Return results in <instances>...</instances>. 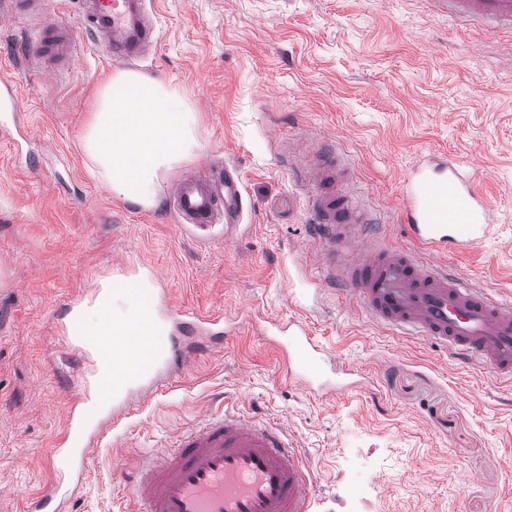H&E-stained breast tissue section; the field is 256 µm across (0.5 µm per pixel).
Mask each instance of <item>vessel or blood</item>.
<instances>
[{"label":"vessel or blood","mask_w":512,"mask_h":512,"mask_svg":"<svg viewBox=\"0 0 512 512\" xmlns=\"http://www.w3.org/2000/svg\"><path fill=\"white\" fill-rule=\"evenodd\" d=\"M449 16L488 28L512 29V0H435ZM92 38L112 60L134 64L156 44L147 0H82L76 22L47 21L35 41L43 66L68 63L79 34ZM21 92L0 77V112L20 108ZM204 168L199 183L177 182L170 190L171 213L184 228L237 224L245 186L236 165L219 182ZM350 170L341 157L325 153L306 162L314 186L309 209L316 235L329 245L325 285H345L381 323L440 343L471 363L512 381V301L498 299L418 260L421 252L454 253L493 233L490 206L476 176L456 161L427 156L403 182L402 222L411 248H356L351 227L371 216L348 196ZM129 299L133 315L117 318L113 296ZM97 308L100 321L86 324ZM55 372L73 394L63 431L45 458L59 479L34 498L28 512H67L94 449L106 446L117 427L153 392L172 384L180 370L210 355L235 326L223 312L196 313L165 303L153 270L114 271L89 294L63 303L56 321ZM273 343L288 359V375L307 388L332 394L347 385L327 379L324 351L299 321L277 323ZM127 475L140 512H311L314 475L284 431L232 413L209 415L198 428L179 433L172 452L148 465L116 462Z\"/></svg>","instance_id":"1"}]
</instances>
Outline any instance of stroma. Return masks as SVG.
I'll return each instance as SVG.
<instances>
[{
  "label": "stroma",
  "instance_id": "1",
  "mask_svg": "<svg viewBox=\"0 0 512 512\" xmlns=\"http://www.w3.org/2000/svg\"><path fill=\"white\" fill-rule=\"evenodd\" d=\"M158 44L134 72L176 85L200 147L159 173L152 206L91 172L82 135L119 62L80 38L73 65L6 77L26 96L0 130V512H21L49 475L68 388L54 375L53 325L65 300L116 265L151 267L164 298L224 309L237 332L187 364L95 451L69 512H134L112 461L167 452L204 414L232 410L280 425L317 483L313 512H512V382L446 347L370 319L341 287L323 288L300 160H347V191L403 244L402 182L425 155L471 162L495 233L444 257L449 271L512 299V33L456 27L431 0H154ZM235 162L247 208L232 229L196 236L165 207L201 161ZM302 318L329 358L361 368L340 397L284 377L252 315Z\"/></svg>",
  "mask_w": 512,
  "mask_h": 512
}]
</instances>
